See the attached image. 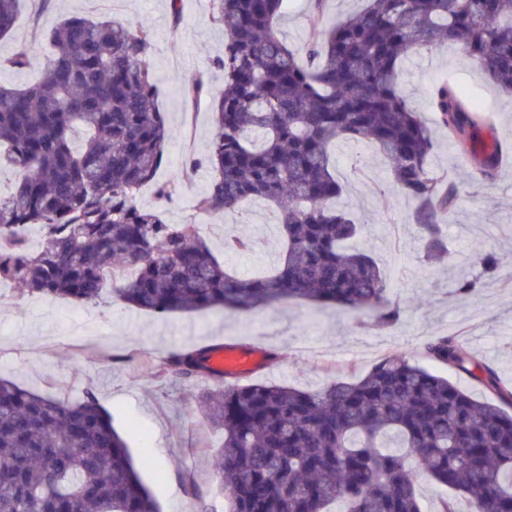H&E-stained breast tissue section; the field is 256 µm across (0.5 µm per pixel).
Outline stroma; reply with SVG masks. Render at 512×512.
Wrapping results in <instances>:
<instances>
[{
	"label": "stroma",
	"instance_id": "obj_1",
	"mask_svg": "<svg viewBox=\"0 0 512 512\" xmlns=\"http://www.w3.org/2000/svg\"><path fill=\"white\" fill-rule=\"evenodd\" d=\"M363 6L364 0H327L319 13L311 0H291L278 26L289 45L301 48L319 37L322 25ZM72 15L112 17L132 25L148 20L158 103L172 131L160 180H167L188 155L203 156L214 131L213 110L188 101L183 89L196 77L203 78L214 97L224 86L223 74L214 66L224 50V26L212 0H182L177 22L168 0L43 4V19ZM23 45L29 50L28 66L10 67L9 59ZM45 52L28 12H21L13 34L0 39V82H32ZM400 78L432 127L437 141L432 167L458 184L456 205L443 227L448 242L444 272L435 275L426 268L412 205L391 187L384 157L363 143L340 142L334 151L335 175L343 187L336 206L361 223L352 246L371 254L385 271L389 296L401 309L398 322L380 326L370 318L308 304L164 317L107 294L94 303H67L25 296L5 286L0 288V375L65 401L94 392L126 439L162 512L225 510L212 466L223 434L190 411L204 382L176 383L156 374L173 348L219 342L257 346L273 357L264 368L243 374V382H283L314 390L335 378L361 377L385 353L403 352L422 361L421 347L428 338L451 335L512 386V163L502 166L493 182L469 179L460 152L449 145L429 105L434 85L455 84L490 118L497 139L512 148V95L453 46L409 57ZM209 177L207 168L198 169L163 204L155 186H145L137 202L160 209L170 222L196 218L203 237L226 265L251 276L280 249L276 211L256 199L223 216L195 214L193 206ZM228 233L257 238L261 246L249 252L225 251ZM478 244L496 252L499 269L486 288L463 296L455 291V279L472 270Z\"/></svg>",
	"mask_w": 512,
	"mask_h": 512
}]
</instances>
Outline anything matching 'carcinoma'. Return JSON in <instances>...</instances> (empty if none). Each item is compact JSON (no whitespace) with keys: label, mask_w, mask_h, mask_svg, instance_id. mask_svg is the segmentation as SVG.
Listing matches in <instances>:
<instances>
[{"label":"carcinoma","mask_w":512,"mask_h":512,"mask_svg":"<svg viewBox=\"0 0 512 512\" xmlns=\"http://www.w3.org/2000/svg\"><path fill=\"white\" fill-rule=\"evenodd\" d=\"M214 2L224 24L215 131L207 154L157 195L172 199L205 166L212 179L197 211L272 203L282 245L274 265L240 277L195 220L171 224L138 205L171 137L147 24L73 16L46 31L51 53L37 82L0 83V170L16 173L13 191L0 193V282L79 303L110 287L122 302L163 315L311 303L395 323L400 309L378 263L346 246L359 224L333 206L342 187L331 150L348 140L379 151L413 204L425 261L440 265V225L457 188L430 165L436 142L399 68L420 50L453 45L512 93V0H367L302 50L277 27L287 0ZM18 10L19 0H0V38ZM430 106L448 143L473 158L476 177L494 180L501 146L479 138L490 127L481 109L449 84L435 88ZM256 246L224 239L226 252ZM475 262L458 293L478 292L497 272L491 250L477 247ZM422 350L488 396L402 353L317 390L212 375L204 346L171 350L161 372L214 384L192 410L224 430L214 469L227 512H424L419 474L448 488L436 512H459V498L468 512H512V387L452 336H433ZM0 512L160 510L93 393L61 401L0 376Z\"/></svg>","instance_id":"carcinoma-1"}]
</instances>
